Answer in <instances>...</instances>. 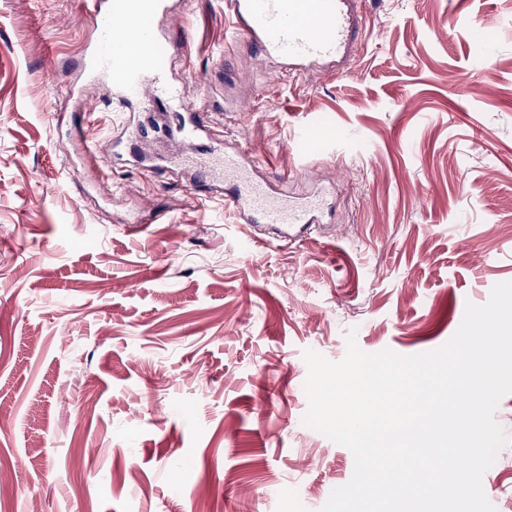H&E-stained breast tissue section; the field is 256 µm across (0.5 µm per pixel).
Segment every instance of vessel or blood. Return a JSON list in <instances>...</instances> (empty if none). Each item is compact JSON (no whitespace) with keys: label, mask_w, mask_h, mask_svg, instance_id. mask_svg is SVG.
I'll return each instance as SVG.
<instances>
[{"label":"vessel or blood","mask_w":512,"mask_h":512,"mask_svg":"<svg viewBox=\"0 0 512 512\" xmlns=\"http://www.w3.org/2000/svg\"><path fill=\"white\" fill-rule=\"evenodd\" d=\"M362 0H224L233 24V41L224 45L233 51L236 39H243L263 57L276 58L287 73L301 74L323 63L345 62L355 57L363 38ZM84 14L92 21L94 40L81 63L80 75L65 89L81 116L70 130L80 158L97 160L99 143L91 129L94 111L89 106L91 92L100 81H111L113 97L119 105L135 112L165 101L181 111V120L169 130L170 140L189 147L183 162L199 181L224 185V206L242 216L245 223L259 224L279 238L294 229L317 223L324 201L320 192L303 198L282 191L277 178H256L255 161L243 146L223 147L213 136L201 106L187 102L180 87L169 83L159 58L160 44L181 55H189L186 36L174 27L148 24L147 16H163L168 0H82ZM140 53L137 64H129L128 42ZM295 141L303 151L312 152L329 145L344 148L335 140L309 126L298 128Z\"/></svg>","instance_id":"obj_1"}]
</instances>
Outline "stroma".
<instances>
[{
  "label": "stroma",
  "instance_id": "stroma-1",
  "mask_svg": "<svg viewBox=\"0 0 512 512\" xmlns=\"http://www.w3.org/2000/svg\"><path fill=\"white\" fill-rule=\"evenodd\" d=\"M170 21L186 99L247 100L209 117L259 176L316 175L327 213L283 242L208 184L122 163L105 88L102 159L79 163L63 92L91 22L0 0V512H321L354 456L303 422L305 351H434L512 282V0H365L352 61L283 81L247 46L213 74L224 0ZM303 124L349 154H300ZM483 488L512 512V444Z\"/></svg>",
  "mask_w": 512,
  "mask_h": 512
}]
</instances>
